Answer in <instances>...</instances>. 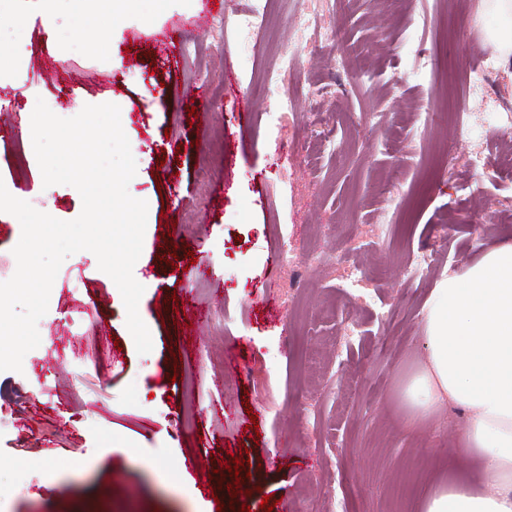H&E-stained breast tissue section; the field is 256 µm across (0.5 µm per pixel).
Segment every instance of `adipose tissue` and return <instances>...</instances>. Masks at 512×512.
<instances>
[{"label":"adipose tissue","mask_w":512,"mask_h":512,"mask_svg":"<svg viewBox=\"0 0 512 512\" xmlns=\"http://www.w3.org/2000/svg\"><path fill=\"white\" fill-rule=\"evenodd\" d=\"M46 22L61 15L94 22L138 12L143 0H39ZM426 360L410 396L427 412L440 404L464 415L471 467L456 466L417 512H512V244L490 248L443 277L425 306Z\"/></svg>","instance_id":"obj_1"}]
</instances>
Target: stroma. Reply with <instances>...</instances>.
<instances>
[{"label":"stroma","mask_w":512,"mask_h":512,"mask_svg":"<svg viewBox=\"0 0 512 512\" xmlns=\"http://www.w3.org/2000/svg\"><path fill=\"white\" fill-rule=\"evenodd\" d=\"M488 2L272 0L246 40L250 0L229 12L171 0L116 18L113 42L105 23L80 31L92 49L78 53L67 19L49 30L36 0H16L28 48L0 85V182L76 219L79 192L43 184L31 97L72 117L124 107L128 191L148 204L133 275L149 283L139 305L153 348L138 354L96 256H69L39 346L22 372H0V512H306L315 498L325 512H415L463 453L460 409L417 413L406 397L426 301L444 275L512 243V56L490 35ZM203 13L208 25L193 29ZM303 13L336 38L292 44L283 90L297 101L284 125L263 75ZM479 46L500 69L449 116L444 74L473 66ZM200 98L208 116L189 119ZM286 243L360 265L370 299L354 304V286L308 259L288 273ZM234 482L242 494L225 498Z\"/></svg>","instance_id":"stroma-1"}]
</instances>
